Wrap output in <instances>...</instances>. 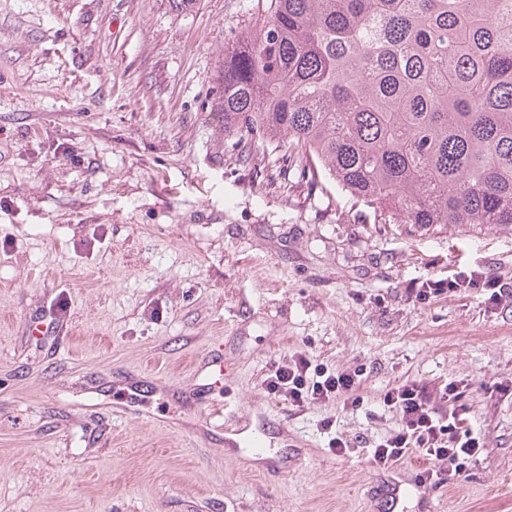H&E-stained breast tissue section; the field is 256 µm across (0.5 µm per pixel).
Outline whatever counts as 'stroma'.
Masks as SVG:
<instances>
[{
  "instance_id": "1",
  "label": "stroma",
  "mask_w": 512,
  "mask_h": 512,
  "mask_svg": "<svg viewBox=\"0 0 512 512\" xmlns=\"http://www.w3.org/2000/svg\"><path fill=\"white\" fill-rule=\"evenodd\" d=\"M257 0H0V512H370L366 457L318 422L373 442L378 399L465 380L484 450L433 512H512V231L419 236L362 223L332 179L311 187L271 144L224 129V50ZM305 351L366 365L365 405L296 412L265 390ZM228 412L288 425L293 468L270 483L224 453ZM461 286H467L470 288H484L483 290L489 292L488 300H492L496 303L509 302L512 303V289L511 288H503V286L499 283V281L486 278V277H473L470 278H462L456 279L454 281H448V288H444L443 283L439 282H431L427 283L425 288H414L411 290V294L415 297V299L419 302L428 301L431 297H437L441 294L447 292L452 293L456 292L457 288Z\"/></svg>"
}]
</instances>
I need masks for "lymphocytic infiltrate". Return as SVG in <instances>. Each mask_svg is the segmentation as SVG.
<instances>
[{
	"label": "lymphocytic infiltrate",
	"mask_w": 512,
	"mask_h": 512,
	"mask_svg": "<svg viewBox=\"0 0 512 512\" xmlns=\"http://www.w3.org/2000/svg\"><path fill=\"white\" fill-rule=\"evenodd\" d=\"M463 285L484 289L493 302L512 303L511 288L482 276L468 278L464 283L431 282L427 287L413 289L412 294L417 301L425 302ZM366 373L363 366L340 372L315 365L306 354L297 352L287 363L273 365L264 385L269 394L287 401L292 408L333 401L356 411L364 405L360 388ZM467 389L461 380L445 382L438 388L441 398L436 401L428 385L414 380L382 393L379 404L397 415L398 426L365 450L375 473L393 470L395 464L411 454L430 460L422 479L433 488L443 487L448 479L469 472L483 452V439L481 428L476 426L463 401ZM441 461L447 462V469H438Z\"/></svg>",
	"instance_id": "lymphocytic-infiltrate-1"
}]
</instances>
